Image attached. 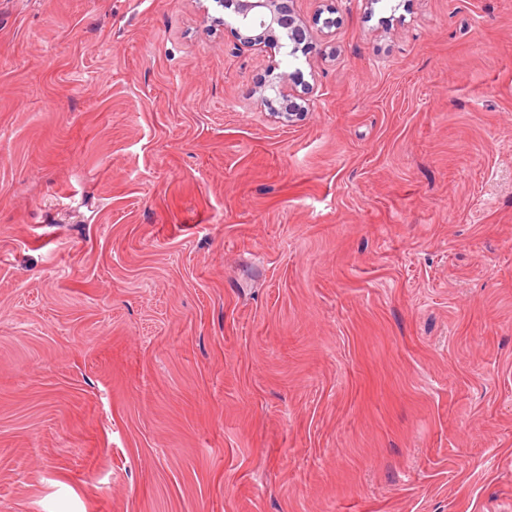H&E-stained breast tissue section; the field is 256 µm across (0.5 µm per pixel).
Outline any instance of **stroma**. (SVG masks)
Here are the masks:
<instances>
[{"label": "stroma", "mask_w": 512, "mask_h": 512, "mask_svg": "<svg viewBox=\"0 0 512 512\" xmlns=\"http://www.w3.org/2000/svg\"><path fill=\"white\" fill-rule=\"evenodd\" d=\"M289 7L0 0V512H512V0ZM237 40L247 47L279 48L288 35L292 52L300 49L308 36L306 24L294 16L283 0H232ZM279 68V63H273V61L269 65L267 73L270 79L259 92V103L278 119L290 123L301 113L297 111L309 110L314 101L311 99L309 88L301 92L291 90V93L288 90L289 75L285 72L274 73ZM268 91H272L274 96H270Z\"/></svg>", "instance_id": "35a3bbf8"}]
</instances>
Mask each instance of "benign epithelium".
<instances>
[{
	"label": "benign epithelium",
	"mask_w": 512,
	"mask_h": 512,
	"mask_svg": "<svg viewBox=\"0 0 512 512\" xmlns=\"http://www.w3.org/2000/svg\"><path fill=\"white\" fill-rule=\"evenodd\" d=\"M237 40L247 47L282 48V38H289L291 50H299L308 36L306 24L285 6V0H232ZM268 83L259 92V103L284 122H292L314 101L310 91L288 90L289 75L279 71V64L268 68Z\"/></svg>",
	"instance_id": "benign-epithelium-1"
}]
</instances>
